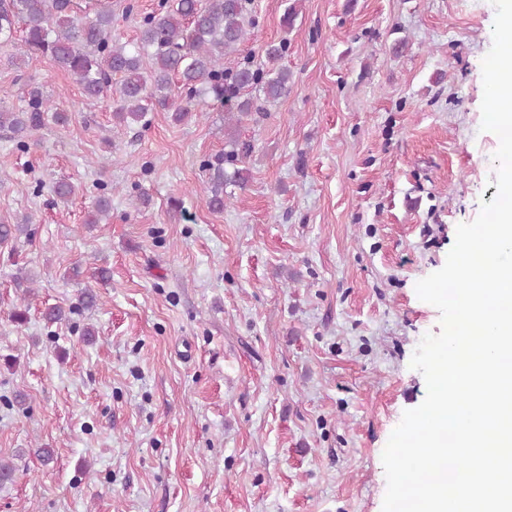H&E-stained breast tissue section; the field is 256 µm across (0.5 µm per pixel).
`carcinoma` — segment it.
<instances>
[{
    "label": "carcinoma",
    "instance_id": "1",
    "mask_svg": "<svg viewBox=\"0 0 512 512\" xmlns=\"http://www.w3.org/2000/svg\"><path fill=\"white\" fill-rule=\"evenodd\" d=\"M249 0H160L158 9L141 17L136 41L112 39V4H98L82 12L74 0H0V49L11 46L26 56H43L69 72L88 99L115 92L113 118L118 124L147 126L150 112H169L182 122L210 99L239 115L264 111V105L288 96L292 75L281 64L288 44L265 49V60H243L233 69L224 59L236 54L247 36ZM119 78L117 86L112 79ZM64 124L67 114L38 87L28 91L24 109L16 112L0 104V129L30 148L27 138L46 125ZM251 144L227 134L224 162L233 171L214 170L207 206L224 210V186H245L247 170L241 163ZM110 201L92 202L86 223L107 221ZM29 218L22 224H0V241L29 234Z\"/></svg>",
    "mask_w": 512,
    "mask_h": 512
}]
</instances>
